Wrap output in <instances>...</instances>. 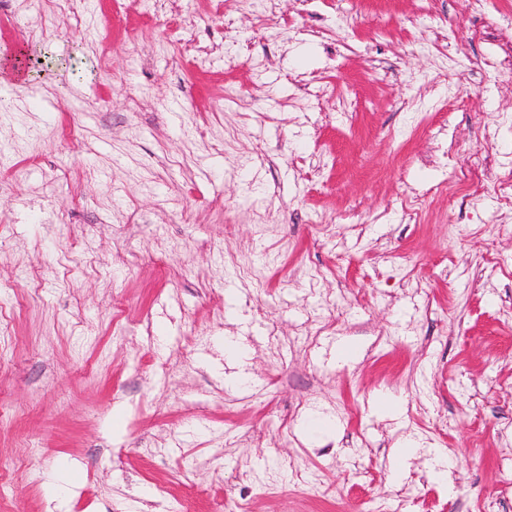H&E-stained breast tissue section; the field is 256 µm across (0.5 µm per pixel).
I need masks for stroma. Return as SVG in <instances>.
Wrapping results in <instances>:
<instances>
[{"label":"stroma","instance_id":"obj_1","mask_svg":"<svg viewBox=\"0 0 512 512\" xmlns=\"http://www.w3.org/2000/svg\"><path fill=\"white\" fill-rule=\"evenodd\" d=\"M509 115L512 0H0V512H512Z\"/></svg>","mask_w":512,"mask_h":512}]
</instances>
